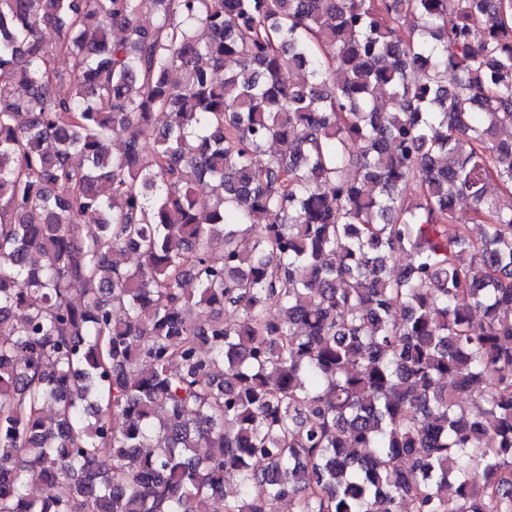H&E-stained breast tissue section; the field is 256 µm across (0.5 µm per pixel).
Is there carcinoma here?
<instances>
[{"label": "carcinoma", "mask_w": 512, "mask_h": 512, "mask_svg": "<svg viewBox=\"0 0 512 512\" xmlns=\"http://www.w3.org/2000/svg\"><path fill=\"white\" fill-rule=\"evenodd\" d=\"M0 80V512H512V0H0Z\"/></svg>", "instance_id": "cac0c4a2"}]
</instances>
